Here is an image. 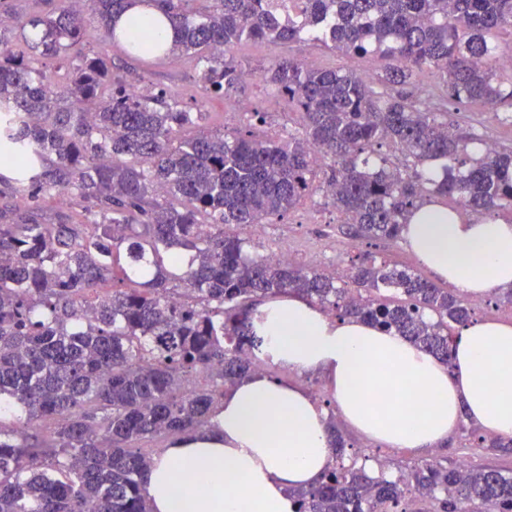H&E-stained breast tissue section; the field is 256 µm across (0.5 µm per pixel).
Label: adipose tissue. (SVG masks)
I'll return each instance as SVG.
<instances>
[{"mask_svg":"<svg viewBox=\"0 0 512 512\" xmlns=\"http://www.w3.org/2000/svg\"><path fill=\"white\" fill-rule=\"evenodd\" d=\"M409 251L455 294L483 299L512 286V222L462 219L434 198L403 229ZM262 351L319 376L341 418L389 448L428 452L461 420L512 437V323L475 320L452 366L360 319H332L288 295L254 306ZM334 453L327 416L300 384L253 374L228 389L210 427L153 457L151 512H293L288 492L316 485Z\"/></svg>","mask_w":512,"mask_h":512,"instance_id":"adipose-tissue-1","label":"adipose tissue"}]
</instances>
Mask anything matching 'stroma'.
Returning a JSON list of instances; mask_svg holds the SVG:
<instances>
[{"label":"stroma","mask_w":512,"mask_h":512,"mask_svg":"<svg viewBox=\"0 0 512 512\" xmlns=\"http://www.w3.org/2000/svg\"><path fill=\"white\" fill-rule=\"evenodd\" d=\"M228 57L238 69L249 73L248 81L230 89L224 96L199 105V70L194 60L183 59L163 65L145 64L140 60L113 56L112 71L125 84L164 90L169 97L179 101L187 111H202L199 122L185 128V135L198 133L220 134L243 129L251 113L266 115L264 125L255 129L257 135L287 141L289 135L300 130L299 111L278 93L261 74L273 58H294L319 69L352 71L370 78L382 74L386 62L376 56L359 57L326 49L310 42H292L270 45L258 41H245L234 47ZM448 122L459 132L472 134L496 147L512 148V118L506 113H493L477 103H471L450 112ZM345 222L322 190H315L277 223L267 225L262 235L252 237L251 251L265 254L272 249L288 250L296 264L315 267L331 274H341L360 256L369 254L376 260L416 266L417 261L403 239L351 240L341 232ZM340 431L348 447L347 457L365 461L371 472L385 470L396 476L399 466L424 461V454L408 448H389L355 432L347 424H340ZM434 459L469 462L512 471V455L478 445L468 431L457 430L447 446L433 451Z\"/></svg>","instance_id":"obj_1"}]
</instances>
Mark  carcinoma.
Listing matches in <instances>:
<instances>
[{
  "label": "carcinoma",
  "instance_id": "1",
  "mask_svg": "<svg viewBox=\"0 0 512 512\" xmlns=\"http://www.w3.org/2000/svg\"><path fill=\"white\" fill-rule=\"evenodd\" d=\"M72 0L49 10L0 8V183L16 184L0 221V512H149L139 443L211 424L224 390L257 372L255 298L296 295L395 332L451 365L470 302L409 266L365 256L350 281L253 256L242 230L270 224L310 192L315 154L334 165L325 192L343 234L396 239L412 210L452 196L483 214L512 209V149L488 151L442 120L482 103L512 112L499 79L512 0H146L169 43L128 18L134 0ZM388 60L373 80L275 58L265 80L301 111L288 143L254 125L181 139L194 124L164 91L112 80V57L188 56L200 100L239 84L226 58L247 39L301 38ZM66 70V96L40 67ZM437 71L431 107L408 87ZM413 159L402 176L380 148ZM440 163L441 179L431 165ZM70 196L57 221L29 213V194ZM205 383H200V379ZM334 464L313 488L290 491L296 512H512V474L433 461L374 477L345 459L329 421ZM417 504L398 509L405 500Z\"/></svg>",
  "mask_w": 512,
  "mask_h": 512
}]
</instances>
